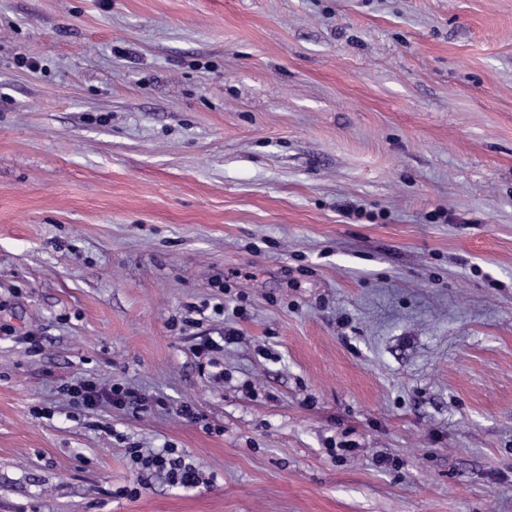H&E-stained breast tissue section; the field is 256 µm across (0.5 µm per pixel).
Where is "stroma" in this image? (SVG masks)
Masks as SVG:
<instances>
[{"instance_id":"stroma-1","label":"stroma","mask_w":512,"mask_h":512,"mask_svg":"<svg viewBox=\"0 0 512 512\" xmlns=\"http://www.w3.org/2000/svg\"><path fill=\"white\" fill-rule=\"evenodd\" d=\"M0 512H512V0H0ZM70 396L88 409H93L100 404H107L117 409L130 406L137 408L141 397L134 390L120 383L107 386L98 385L92 380H77L68 389ZM131 461L144 470L164 472L173 485L192 486L199 481L196 470L182 464L180 457H174L175 448H162L158 451H144L143 448L128 449Z\"/></svg>"}]
</instances>
